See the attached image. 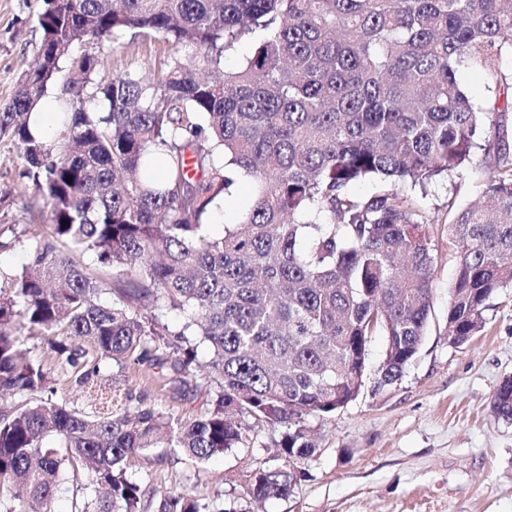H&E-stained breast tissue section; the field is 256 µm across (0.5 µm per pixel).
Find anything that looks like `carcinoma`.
Here are the masks:
<instances>
[{
    "label": "carcinoma",
    "instance_id": "obj_1",
    "mask_svg": "<svg viewBox=\"0 0 512 512\" xmlns=\"http://www.w3.org/2000/svg\"><path fill=\"white\" fill-rule=\"evenodd\" d=\"M36 25L37 60L0 112L20 188L48 207L31 262L0 269V391L14 397L0 410V512H53L79 474L78 512H224L185 490L150 494L127 467L156 448L196 467L253 425L284 429L283 463L253 470L245 497L287 498L317 454L306 421L358 397L372 336L385 338L378 374L391 385L427 335L431 218L403 187L424 194L479 149L494 150L482 195L448 220V342L479 332L488 301L512 288V0H43ZM126 33L197 63L107 79L84 42ZM464 64L491 81L486 105ZM58 85L76 103L55 138L38 136L29 116ZM241 176L251 203L214 237L209 212L235 200ZM363 180L371 192L352 194ZM26 336L90 390L130 361L169 359L186 383L204 346L207 407L182 420L104 391L99 410L70 409L44 396L50 369ZM493 408L512 420V378ZM460 75L474 102L483 103L491 96L492 93L488 88L489 82L479 69L473 66H465L460 69Z\"/></svg>",
    "mask_w": 512,
    "mask_h": 512
}]
</instances>
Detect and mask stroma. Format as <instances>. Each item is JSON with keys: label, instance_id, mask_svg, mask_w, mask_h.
I'll return each instance as SVG.
<instances>
[{"label": "stroma", "instance_id": "35a3bbf8", "mask_svg": "<svg viewBox=\"0 0 512 512\" xmlns=\"http://www.w3.org/2000/svg\"><path fill=\"white\" fill-rule=\"evenodd\" d=\"M42 5V0H0V109L10 103L22 71L37 56L35 18ZM87 47L106 56L109 77L146 74L159 59L184 54L172 42L150 44L127 36L116 44L105 39ZM492 161L476 152L458 175L428 187L423 203L436 218L429 234L438 264L423 344L401 378L379 390L384 338H373L358 398L327 421L311 420L320 449L288 498L250 507L241 496L251 471L279 463L281 436L269 429L196 472L154 456L134 458V477L158 495L178 487L221 501L226 512H512V420L492 407L500 383L512 378V288L490 300L480 332L460 346L448 342V288L456 266L448 243V208L481 194ZM45 210L41 196L31 191L0 205V224L14 225L16 232L11 244L0 248V268L28 264V223ZM172 377L170 367L133 364L116 373L113 384L141 406H159L180 419L200 415L205 393L190 384L176 387Z\"/></svg>", "mask_w": 512, "mask_h": 512}]
</instances>
